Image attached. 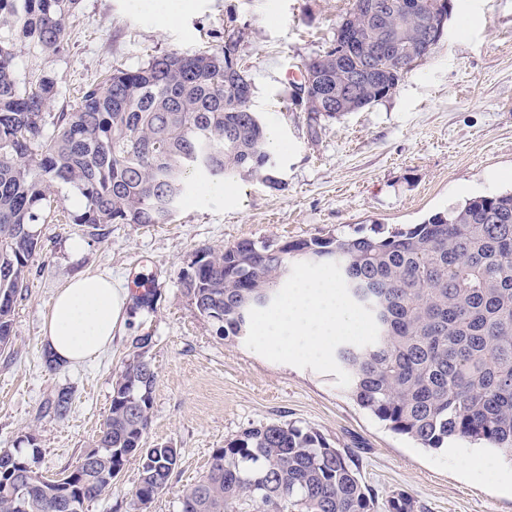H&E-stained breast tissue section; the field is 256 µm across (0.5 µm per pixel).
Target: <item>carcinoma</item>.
Here are the masks:
<instances>
[{
  "instance_id": "1",
  "label": "carcinoma",
  "mask_w": 512,
  "mask_h": 512,
  "mask_svg": "<svg viewBox=\"0 0 512 512\" xmlns=\"http://www.w3.org/2000/svg\"><path fill=\"white\" fill-rule=\"evenodd\" d=\"M429 0H352L328 49L304 62L314 98L349 89L354 111L386 98L432 48ZM79 0H0V30L43 53L67 41ZM16 44L0 39V350L15 341L16 304L38 252L36 226L51 218L54 188L83 200L73 223L103 242L114 224H168L191 192L188 173L210 182L259 175L276 188L267 127L250 107L251 82L237 40L194 55L166 53L136 69L116 68L87 85L80 102L51 111L57 80L18 83ZM332 266L351 307L366 316V343L336 347L348 393L393 431L427 449L450 440L488 444L512 459V191L475 196L386 236L301 239L286 251L243 239L203 250L180 282L196 313L236 341L293 260ZM154 368L136 357L112 388L109 413L81 466L78 512L112 488V470L137 458L136 501L168 488L178 450L147 443L136 403H152ZM37 443L0 451L31 466ZM27 505L0 493V512H73L53 477L22 476ZM181 512H374L376 493L359 462L316 431L290 423L251 426L213 450L208 470L181 495ZM386 512H418L404 493Z\"/></svg>"
}]
</instances>
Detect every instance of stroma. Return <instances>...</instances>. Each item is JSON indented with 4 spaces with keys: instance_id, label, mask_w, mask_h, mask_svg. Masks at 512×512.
Listing matches in <instances>:
<instances>
[{
    "instance_id": "1",
    "label": "stroma",
    "mask_w": 512,
    "mask_h": 512,
    "mask_svg": "<svg viewBox=\"0 0 512 512\" xmlns=\"http://www.w3.org/2000/svg\"><path fill=\"white\" fill-rule=\"evenodd\" d=\"M174 11L132 0H80L65 51L18 47L20 85L58 80L55 108L73 105L85 83L116 67L137 68L169 52L192 54L235 36L252 86L251 108L277 128L274 174L282 190L251 178L227 181L224 196L193 194L168 224H116L105 241L75 224H41L29 288L14 315L15 342L0 351V449L34 435L40 470L73 468L91 449L110 408L112 383L150 337L157 373L147 441L177 448L168 490L149 512H181L183 489L207 470L213 449L245 428L287 422L352 451L379 496L402 491L424 512H512V485L498 478L512 461L466 441L419 447L361 408L334 359H270L255 340L228 342L196 314L180 275L205 249L242 239L275 242L389 233L419 224L466 198L512 189V0H452L434 52L396 90L360 112L329 118L292 104L286 70L301 69L336 37L350 0H174ZM84 243L70 252L71 240ZM86 271L153 285L152 306L130 304L111 349L78 367L52 361L41 336L56 290ZM72 393L65 417L49 408ZM139 471L130 463L87 512H136Z\"/></svg>"
}]
</instances>
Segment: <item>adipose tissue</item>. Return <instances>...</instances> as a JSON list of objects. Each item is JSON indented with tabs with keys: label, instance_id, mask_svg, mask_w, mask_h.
<instances>
[{
	"label": "adipose tissue",
	"instance_id": "obj_1",
	"mask_svg": "<svg viewBox=\"0 0 512 512\" xmlns=\"http://www.w3.org/2000/svg\"><path fill=\"white\" fill-rule=\"evenodd\" d=\"M128 305V289L111 276L79 275L53 297L42 339L64 365L87 363L111 346ZM357 330L355 314L335 280L313 271L284 283L277 303L253 321L267 352L283 362L294 356L326 359L334 355L338 337Z\"/></svg>",
	"mask_w": 512,
	"mask_h": 512
}]
</instances>
